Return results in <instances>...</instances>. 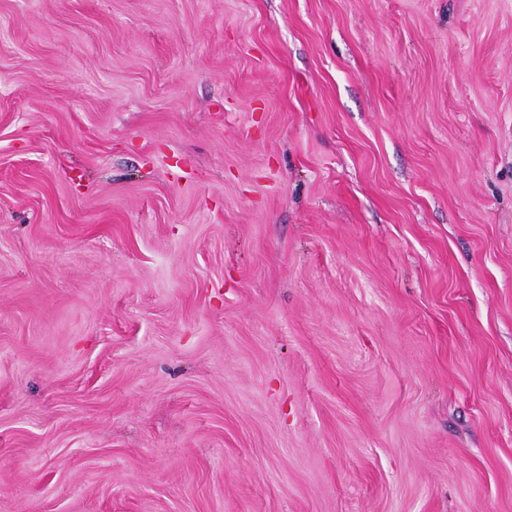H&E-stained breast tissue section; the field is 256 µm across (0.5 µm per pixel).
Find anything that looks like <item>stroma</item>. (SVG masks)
Listing matches in <instances>:
<instances>
[{
  "mask_svg": "<svg viewBox=\"0 0 512 512\" xmlns=\"http://www.w3.org/2000/svg\"><path fill=\"white\" fill-rule=\"evenodd\" d=\"M0 512H512V0H0Z\"/></svg>",
  "mask_w": 512,
  "mask_h": 512,
  "instance_id": "obj_1",
  "label": "stroma"
}]
</instances>
